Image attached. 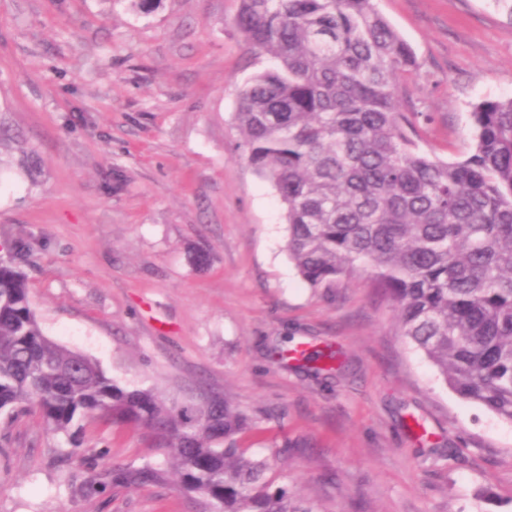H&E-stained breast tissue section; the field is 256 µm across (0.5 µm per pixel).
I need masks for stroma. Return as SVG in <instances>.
Instances as JSON below:
<instances>
[{"instance_id": "35a3bbf8", "label": "stroma", "mask_w": 512, "mask_h": 512, "mask_svg": "<svg viewBox=\"0 0 512 512\" xmlns=\"http://www.w3.org/2000/svg\"><path fill=\"white\" fill-rule=\"evenodd\" d=\"M377 6L417 58L412 138L467 157L473 105L512 97V23L496 0ZM236 10L0 0V261L26 241L45 336L167 402L223 396L253 454L286 445L277 484L320 512H512V422L443 382L367 276L313 289L289 260L284 206L236 128L240 87L268 65ZM298 345L344 366L286 357ZM164 459L129 427L87 419L71 440L0 415V512H201L168 482L85 490L113 462Z\"/></svg>"}]
</instances>
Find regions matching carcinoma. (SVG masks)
I'll return each instance as SVG.
<instances>
[{
    "label": "carcinoma",
    "mask_w": 512,
    "mask_h": 512,
    "mask_svg": "<svg viewBox=\"0 0 512 512\" xmlns=\"http://www.w3.org/2000/svg\"><path fill=\"white\" fill-rule=\"evenodd\" d=\"M234 24L274 66L239 92L246 157L277 191L286 250L312 288L368 274L405 339L459 398L512 422V97L470 112L473 151L433 159L408 135L412 48L376 0H239ZM58 433L91 418L143 431L169 469L112 464L114 484L162 482L210 512H317L241 443L249 419L215 396L167 404L46 337L28 281L0 262V414Z\"/></svg>",
    "instance_id": "1"
}]
</instances>
